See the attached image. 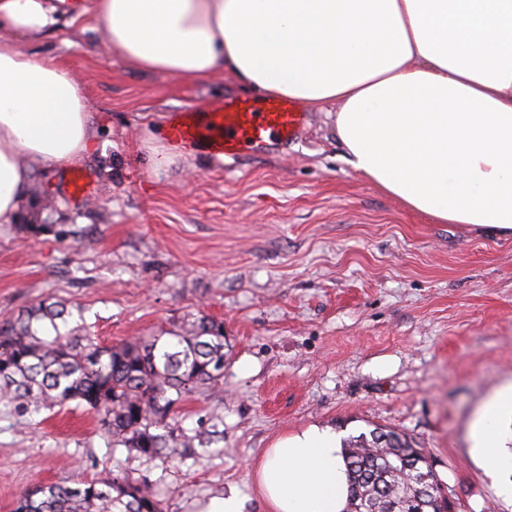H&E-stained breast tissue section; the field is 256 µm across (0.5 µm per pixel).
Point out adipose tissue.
Masks as SVG:
<instances>
[{"label": "adipose tissue", "mask_w": 512, "mask_h": 512, "mask_svg": "<svg viewBox=\"0 0 512 512\" xmlns=\"http://www.w3.org/2000/svg\"><path fill=\"white\" fill-rule=\"evenodd\" d=\"M97 40L134 69L246 86L336 108V136L364 179L440 224L512 231V0H90ZM59 0H0V224H16L32 175L96 154L81 84L23 51L62 22ZM512 383L485 401L470 453L512 498L499 421ZM330 427L266 449L254 469L268 512H343L348 477Z\"/></svg>", "instance_id": "obj_1"}]
</instances>
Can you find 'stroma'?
<instances>
[{
  "instance_id": "obj_1",
  "label": "stroma",
  "mask_w": 512,
  "mask_h": 512,
  "mask_svg": "<svg viewBox=\"0 0 512 512\" xmlns=\"http://www.w3.org/2000/svg\"><path fill=\"white\" fill-rule=\"evenodd\" d=\"M90 23L33 47L80 80L101 152L34 172L33 196L56 205L32 218L43 232L0 224V323L50 297L109 346L206 315L224 324V379L168 419L207 443L180 462L112 447L84 407L0 398V512L34 486L117 472L157 485L163 512H206L231 490L266 512L254 463L312 425L402 433L456 512H512L469 448L484 402L512 383V233L407 209L347 163L335 113L314 106L292 141L234 160L173 149L155 168L169 114L248 92L228 75L137 71ZM75 173L87 194L71 193Z\"/></svg>"
}]
</instances>
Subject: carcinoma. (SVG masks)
Masks as SVG:
<instances>
[{
	"instance_id": "obj_1",
	"label": "carcinoma",
	"mask_w": 512,
	"mask_h": 512,
	"mask_svg": "<svg viewBox=\"0 0 512 512\" xmlns=\"http://www.w3.org/2000/svg\"><path fill=\"white\" fill-rule=\"evenodd\" d=\"M67 307L46 299L0 324V393L35 408L76 404L96 414L112 446L153 459L182 460L198 435L162 432L187 398L224 377V323L206 316L177 330L102 346L84 326L68 328ZM348 471L346 512H448L436 491L417 503L415 470L427 469L421 449L376 427L343 442ZM15 512H162L157 490L114 474L73 487L37 486Z\"/></svg>"
}]
</instances>
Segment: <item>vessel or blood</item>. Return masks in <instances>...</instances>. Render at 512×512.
Returning <instances> with one entry per match:
<instances>
[{"mask_svg":"<svg viewBox=\"0 0 512 512\" xmlns=\"http://www.w3.org/2000/svg\"><path fill=\"white\" fill-rule=\"evenodd\" d=\"M305 119L294 102L282 98H227L208 109L168 118L166 133L176 144L234 158L245 150L261 151L295 139Z\"/></svg>","mask_w":512,"mask_h":512,"instance_id":"vessel-or-blood-1","label":"vessel or blood"}]
</instances>
